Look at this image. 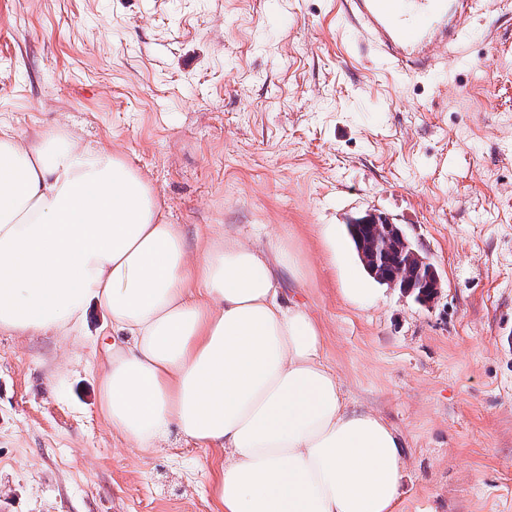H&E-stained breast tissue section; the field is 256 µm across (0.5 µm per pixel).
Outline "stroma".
I'll use <instances>...</instances> for the list:
<instances>
[{
	"label": "stroma",
	"mask_w": 512,
	"mask_h": 512,
	"mask_svg": "<svg viewBox=\"0 0 512 512\" xmlns=\"http://www.w3.org/2000/svg\"><path fill=\"white\" fill-rule=\"evenodd\" d=\"M0 121L111 147L193 254L218 229L285 239L287 298L405 440L397 512H512V0L477 5L447 69L412 79L336 0H0ZM368 213L444 279L433 308L366 276L347 226ZM102 322L93 304L67 336L0 332V512H216L222 449L111 431Z\"/></svg>",
	"instance_id": "stroma-1"
}]
</instances>
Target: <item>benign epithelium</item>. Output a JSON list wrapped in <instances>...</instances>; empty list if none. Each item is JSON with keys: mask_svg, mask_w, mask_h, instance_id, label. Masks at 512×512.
I'll return each instance as SVG.
<instances>
[{"mask_svg": "<svg viewBox=\"0 0 512 512\" xmlns=\"http://www.w3.org/2000/svg\"><path fill=\"white\" fill-rule=\"evenodd\" d=\"M353 223L361 229L357 251L367 272L378 283L405 295L412 294L411 284L417 275L426 273L427 290L418 297V303L431 306L441 295V278L401 227L375 214L355 219Z\"/></svg>", "mask_w": 512, "mask_h": 512, "instance_id": "benign-epithelium-1", "label": "benign epithelium"}]
</instances>
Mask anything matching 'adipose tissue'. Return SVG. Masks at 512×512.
Wrapping results in <instances>:
<instances>
[{
	"mask_svg": "<svg viewBox=\"0 0 512 512\" xmlns=\"http://www.w3.org/2000/svg\"><path fill=\"white\" fill-rule=\"evenodd\" d=\"M278 240L213 234L200 257L106 147L0 124V331L68 333L98 302L121 353L100 407L130 445L171 429L224 450L217 512H395L401 434L349 403L309 308L284 302Z\"/></svg>",
	"mask_w": 512,
	"mask_h": 512,
	"instance_id": "1",
	"label": "adipose tissue"
}]
</instances>
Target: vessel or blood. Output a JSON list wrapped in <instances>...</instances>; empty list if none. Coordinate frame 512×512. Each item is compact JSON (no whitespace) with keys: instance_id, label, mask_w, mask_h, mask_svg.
<instances>
[{"instance_id":"1","label":"vessel or blood","mask_w":512,"mask_h":512,"mask_svg":"<svg viewBox=\"0 0 512 512\" xmlns=\"http://www.w3.org/2000/svg\"><path fill=\"white\" fill-rule=\"evenodd\" d=\"M340 15L403 75L434 71L439 48L454 46L475 0H339Z\"/></svg>"}]
</instances>
